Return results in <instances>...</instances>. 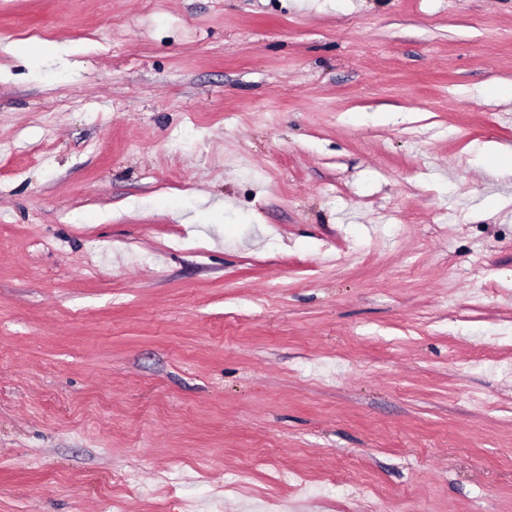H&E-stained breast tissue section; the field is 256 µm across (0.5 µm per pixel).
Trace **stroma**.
<instances>
[{"label":"stroma","instance_id":"obj_1","mask_svg":"<svg viewBox=\"0 0 512 512\" xmlns=\"http://www.w3.org/2000/svg\"><path fill=\"white\" fill-rule=\"evenodd\" d=\"M4 43L0 512H512V0H0Z\"/></svg>","mask_w":512,"mask_h":512}]
</instances>
